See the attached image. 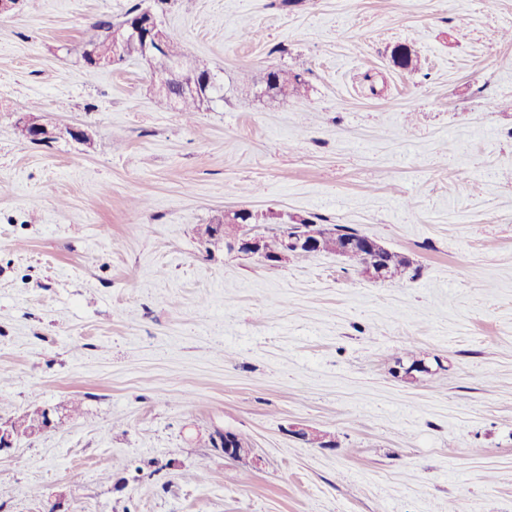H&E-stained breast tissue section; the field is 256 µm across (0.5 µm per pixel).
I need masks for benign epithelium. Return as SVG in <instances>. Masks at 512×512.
Masks as SVG:
<instances>
[{"mask_svg":"<svg viewBox=\"0 0 512 512\" xmlns=\"http://www.w3.org/2000/svg\"><path fill=\"white\" fill-rule=\"evenodd\" d=\"M136 37L145 43L144 59L152 68V86L164 87L178 80V63L168 53V43L171 34L155 21L148 11L142 12L141 19L135 24L127 23L114 34V56H119L126 38ZM18 128L22 129L25 138L37 139L50 142L63 134H67L80 141L88 140L86 131L77 127L65 129L57 126L41 123L24 115L18 121ZM245 210H230L224 213V218L219 223L209 225V228L200 236V240L209 250L225 248L229 251H236L246 257H263L262 239L263 235L255 232L257 215L246 222L239 219ZM299 230H290L288 225L280 224L282 230L283 247L278 254L277 262L282 263L290 260L298 252L310 250L317 253L323 250L324 234L314 228L308 220L301 219L296 223ZM64 415L53 414L45 411L37 420L32 422L31 434L36 435L50 428L56 421L63 420ZM15 420H0V452L14 447ZM224 441V457L233 460L245 458L252 453V449L246 445H239L233 442L228 434H222Z\"/></svg>","mask_w":512,"mask_h":512,"instance_id":"7a95c632","label":"benign epithelium"}]
</instances>
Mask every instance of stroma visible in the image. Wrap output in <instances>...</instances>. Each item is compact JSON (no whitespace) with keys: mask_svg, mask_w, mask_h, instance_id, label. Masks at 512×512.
Masks as SVG:
<instances>
[{"mask_svg":"<svg viewBox=\"0 0 512 512\" xmlns=\"http://www.w3.org/2000/svg\"><path fill=\"white\" fill-rule=\"evenodd\" d=\"M137 2L0 15V418L80 402L0 453V512H512V0H170L224 85L189 118L146 61L78 63ZM234 209L413 270L206 252ZM18 128L22 129L25 138L37 139L45 142H51L63 134H67L80 141L89 139L86 131L77 127H67L65 129L57 126L34 121L30 116L24 115L18 121Z\"/></svg>","mask_w":512,"mask_h":512,"instance_id":"stroma-1","label":"stroma"}]
</instances>
